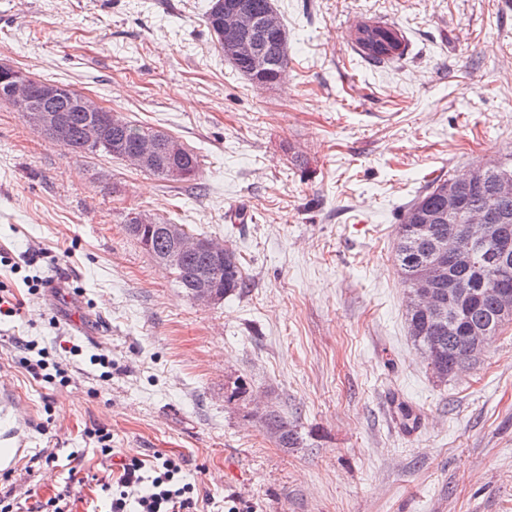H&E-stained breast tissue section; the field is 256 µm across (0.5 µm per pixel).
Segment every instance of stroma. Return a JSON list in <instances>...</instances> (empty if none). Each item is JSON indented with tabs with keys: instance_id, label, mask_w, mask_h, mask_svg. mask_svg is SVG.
I'll use <instances>...</instances> for the list:
<instances>
[{
	"instance_id": "35a3bbf8",
	"label": "stroma",
	"mask_w": 512,
	"mask_h": 512,
	"mask_svg": "<svg viewBox=\"0 0 512 512\" xmlns=\"http://www.w3.org/2000/svg\"><path fill=\"white\" fill-rule=\"evenodd\" d=\"M208 4L0 0V62L201 160L177 183L78 159L0 102V281L21 302L0 324V400L15 408L0 412V492L18 512L57 496L108 512L114 460L163 454L204 512L235 498L254 512H512V326L438 381L392 262L399 213L432 178L512 151V0H274L289 64L272 88L216 50ZM364 20L399 28L403 56L363 60L350 31ZM133 208L223 241L243 292L188 299L127 234ZM30 277L49 288L28 294ZM20 340L66 385L33 378ZM266 408L298 447L277 444ZM266 426L275 434L283 448H293L298 441V432L295 426L288 422V418L279 412L272 411L264 414Z\"/></svg>"
}]
</instances>
